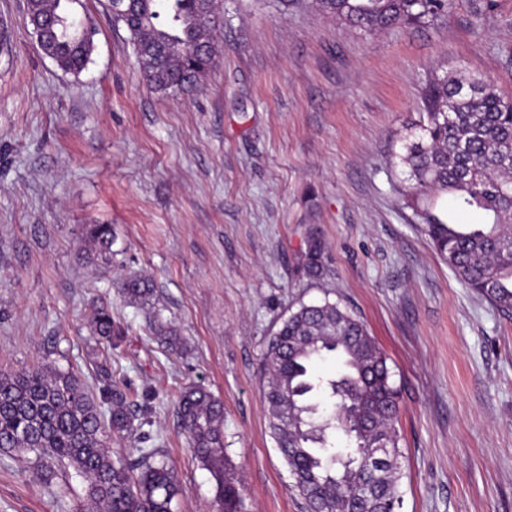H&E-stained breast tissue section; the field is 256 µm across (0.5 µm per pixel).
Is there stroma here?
Listing matches in <instances>:
<instances>
[{
	"label": "stroma",
	"mask_w": 512,
	"mask_h": 512,
	"mask_svg": "<svg viewBox=\"0 0 512 512\" xmlns=\"http://www.w3.org/2000/svg\"><path fill=\"white\" fill-rule=\"evenodd\" d=\"M81 73L40 49L26 0H0V370L72 369L125 386L143 447L184 494L176 512H217L215 482L176 412L198 384L224 403V452L245 512H306L268 429L263 353L300 305L364 320L400 393L395 512H512V316L466 288L403 208L390 156L419 118L427 70L489 75L512 98V0H473L427 27L374 34L310 0H217L218 52L187 94L149 87L109 0ZM111 225L112 258L86 265L84 227ZM318 229L326 273L309 278ZM132 274L154 310L128 303ZM107 305L122 333L97 343ZM173 323L188 347L151 332ZM86 487L0 450V512H80ZM123 293L131 304H137L142 307L152 306L154 303V288L152 282L140 275H130L123 284Z\"/></svg>",
	"instance_id": "35a3bbf8"
}]
</instances>
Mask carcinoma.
<instances>
[{"label": "carcinoma", "instance_id": "carcinoma-1", "mask_svg": "<svg viewBox=\"0 0 512 512\" xmlns=\"http://www.w3.org/2000/svg\"><path fill=\"white\" fill-rule=\"evenodd\" d=\"M82 0H27L33 27L48 23L42 51L65 72L91 61L94 31L76 23ZM322 13L365 33L398 25H431L447 18L453 0H314ZM124 22L147 85L162 91L194 88L217 51L215 0H110ZM421 112L407 125L394 164L402 175L401 201L420 220L433 248L458 280L497 310L512 314V100L480 71L427 73L420 90ZM456 210L482 216L464 223ZM93 250L112 254L110 224H89ZM325 249L315 233L306 240L309 277L325 270ZM123 293L131 304L153 305L152 282L127 277ZM93 335L112 342L122 333L105 307L89 316ZM155 335L172 350L185 339L156 317ZM340 362L336 377L314 374L317 363ZM261 391L268 427L293 478L292 489L307 512H388L398 501L401 456L396 428L399 395L387 357L359 318L338 304L303 305L289 314L269 339ZM178 416L194 456L211 474L219 512H242L237 480L224 455V404L208 390L190 386L180 395ZM134 429L131 400L118 385L92 395L72 371L44 366L0 371V450L35 453L45 462L71 468L87 484L95 512H174L182 492L175 471L156 448L138 457L112 458L108 439ZM345 442L337 441L338 435ZM386 460L363 463L377 448Z\"/></svg>", "mask_w": 512, "mask_h": 512}]
</instances>
